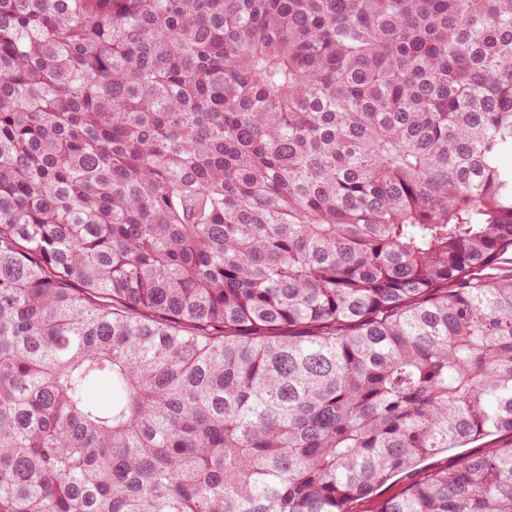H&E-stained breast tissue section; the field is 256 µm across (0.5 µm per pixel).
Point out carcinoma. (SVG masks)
I'll return each mask as SVG.
<instances>
[{
  "label": "carcinoma",
  "instance_id": "1",
  "mask_svg": "<svg viewBox=\"0 0 512 512\" xmlns=\"http://www.w3.org/2000/svg\"><path fill=\"white\" fill-rule=\"evenodd\" d=\"M510 154L512 0H0V512H348L512 433ZM377 512H512V447ZM511 444V434L498 432L474 440L463 448H452L448 451L428 455L412 469L396 474L378 487L370 497L352 502L348 510L350 512H375L383 500L399 495L428 475L456 467L461 457L482 454L487 448L505 447Z\"/></svg>",
  "mask_w": 512,
  "mask_h": 512
}]
</instances>
